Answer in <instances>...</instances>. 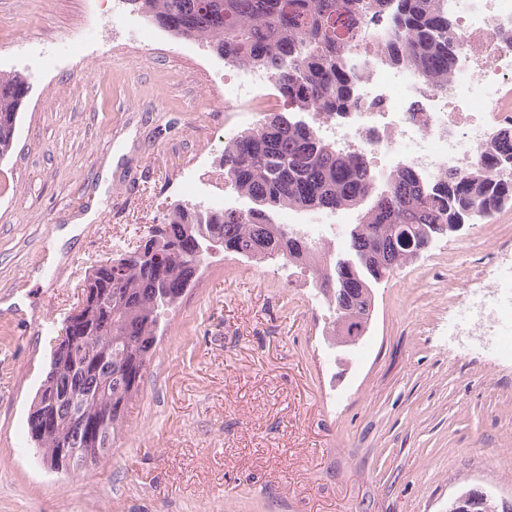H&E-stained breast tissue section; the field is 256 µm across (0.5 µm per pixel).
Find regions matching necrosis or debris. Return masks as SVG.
<instances>
[{
  "label": "necrosis or debris",
  "mask_w": 512,
  "mask_h": 512,
  "mask_svg": "<svg viewBox=\"0 0 512 512\" xmlns=\"http://www.w3.org/2000/svg\"><path fill=\"white\" fill-rule=\"evenodd\" d=\"M438 7L459 42L447 85L432 90L411 68L364 58L347 113L310 116L338 152L361 154L375 180L407 165L431 184L447 172L466 175L512 123V0H438ZM273 82L266 71L242 68L224 79V105L263 111ZM485 279L497 297L465 300L463 328L499 340L512 332V266H491Z\"/></svg>",
  "instance_id": "necrosis-or-debris-1"
}]
</instances>
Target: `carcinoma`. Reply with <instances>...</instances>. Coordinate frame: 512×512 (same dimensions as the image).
Listing matches in <instances>:
<instances>
[{
    "label": "carcinoma",
    "instance_id": "cac0c4a2",
    "mask_svg": "<svg viewBox=\"0 0 512 512\" xmlns=\"http://www.w3.org/2000/svg\"><path fill=\"white\" fill-rule=\"evenodd\" d=\"M133 9L172 34L208 44L224 60L269 71L291 111L270 112L260 125L224 143L220 165L234 193L257 200L248 214L219 209L198 215L175 207L166 223L146 235L142 249L92 270L86 287L102 299L78 314L77 328L87 340L76 355L52 351L49 370L27 417V437L38 458L60 446L112 447L127 403L147 374L161 319L199 277L202 259L195 245L204 235L227 252L262 257L279 249L288 261L313 262L312 281L329 308H339L349 332L337 320L327 337L344 342L351 329H366L375 310L368 286H379L413 259L407 239L436 233L466 209L492 215L512 201V183L493 181L487 171L512 160V140L493 145L484 167L468 176L445 175L435 187L423 183L409 166L392 175L389 194L364 208L350 235L348 251L358 258L344 266L328 252L308 244L266 214L283 208L332 211L357 208L372 178L360 155L341 154L320 137L318 128L301 124L297 114H339L354 101L355 71L346 63L362 44L341 38L339 18L351 12L380 16L390 28L381 58L417 70L431 87L448 83L458 41L436 0H131ZM29 92L25 77L0 73V160L12 149L19 111ZM345 289L338 296L336 291ZM109 384L111 394H99ZM57 395L42 404V395ZM106 421L110 434L96 438Z\"/></svg>",
    "mask_w": 512,
    "mask_h": 512
}]
</instances>
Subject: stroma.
I'll return each instance as SVG.
<instances>
[{
  "instance_id": "obj_1",
  "label": "stroma",
  "mask_w": 512,
  "mask_h": 512,
  "mask_svg": "<svg viewBox=\"0 0 512 512\" xmlns=\"http://www.w3.org/2000/svg\"><path fill=\"white\" fill-rule=\"evenodd\" d=\"M124 0H0V71L29 85L0 160V512H447L461 490L512 501V356L449 327L512 255V205L439 238L375 291L345 362L295 263L218 252L164 315L110 456L66 473L26 442L55 334L101 261L224 184V59L143 25ZM119 160L109 184L101 174ZM97 203L95 219L62 238Z\"/></svg>"
}]
</instances>
